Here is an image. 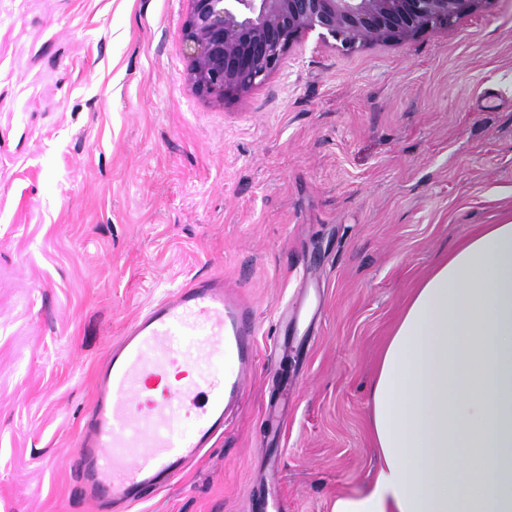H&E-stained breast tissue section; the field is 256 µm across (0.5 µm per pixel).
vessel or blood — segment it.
Masks as SVG:
<instances>
[{
	"label": "vessel or blood",
	"mask_w": 512,
	"mask_h": 512,
	"mask_svg": "<svg viewBox=\"0 0 512 512\" xmlns=\"http://www.w3.org/2000/svg\"><path fill=\"white\" fill-rule=\"evenodd\" d=\"M258 314L242 289L200 276L155 301L101 365L75 465L94 505L166 488L245 401Z\"/></svg>",
	"instance_id": "1"
}]
</instances>
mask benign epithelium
<instances>
[{"mask_svg":"<svg viewBox=\"0 0 512 512\" xmlns=\"http://www.w3.org/2000/svg\"><path fill=\"white\" fill-rule=\"evenodd\" d=\"M182 44L189 80L222 102L266 82L290 48L316 32L346 49L446 27L486 0H188Z\"/></svg>","mask_w":512,"mask_h":512,"instance_id":"1","label":"benign epithelium"}]
</instances>
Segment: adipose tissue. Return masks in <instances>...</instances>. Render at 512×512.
<instances>
[{
    "label": "adipose tissue",
    "mask_w": 512,
    "mask_h": 512,
    "mask_svg": "<svg viewBox=\"0 0 512 512\" xmlns=\"http://www.w3.org/2000/svg\"><path fill=\"white\" fill-rule=\"evenodd\" d=\"M380 467L332 512H512V220L449 252L372 387Z\"/></svg>",
    "instance_id": "1"
}]
</instances>
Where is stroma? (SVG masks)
Here are the masks:
<instances>
[{
  "label": "stroma",
  "mask_w": 512,
  "mask_h": 512,
  "mask_svg": "<svg viewBox=\"0 0 512 512\" xmlns=\"http://www.w3.org/2000/svg\"><path fill=\"white\" fill-rule=\"evenodd\" d=\"M186 0H0V512H91L72 463L127 325L200 274L257 304L246 401L132 512H331L379 460L371 387L422 278L512 220V0L265 84L187 80ZM295 321L279 334V312Z\"/></svg>",
  "instance_id": "stroma-1"
}]
</instances>
